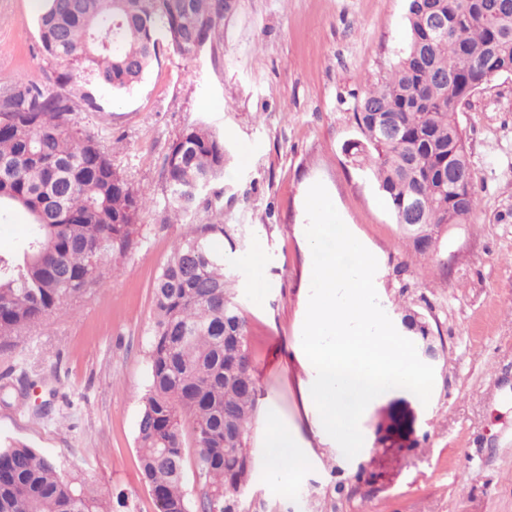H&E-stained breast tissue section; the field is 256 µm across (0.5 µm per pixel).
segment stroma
Masks as SVG:
<instances>
[{
	"label": "stroma",
	"instance_id": "35a3bbf8",
	"mask_svg": "<svg viewBox=\"0 0 512 512\" xmlns=\"http://www.w3.org/2000/svg\"><path fill=\"white\" fill-rule=\"evenodd\" d=\"M405 16L406 0H237L221 40L195 57L161 53L139 86L118 97L93 88L95 110L73 96L75 128L95 133L113 165L156 204L141 213L119 274L0 345V437L93 471L112 512H156L136 445L153 285L176 239L198 224H227L236 249L224 257L238 272L257 379L254 446L264 448L275 416L306 450L291 489L267 474L258 480L250 493L256 512H512V75L483 85L456 116L477 210L449 225L433 254L414 256L376 183L347 151L362 138L358 99L406 44ZM55 71L41 49L34 0H0V95L48 86ZM191 125L223 137L232 174L191 216L168 223L162 166ZM317 182L375 254L384 311L420 312L441 349L429 404L392 389L366 411V447L351 459L319 430L306 396L305 198ZM259 238L266 286L258 298L247 259ZM381 426L391 427L396 447H374Z\"/></svg>",
	"mask_w": 512,
	"mask_h": 512
}]
</instances>
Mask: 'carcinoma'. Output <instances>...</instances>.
<instances>
[{
  "mask_svg": "<svg viewBox=\"0 0 512 512\" xmlns=\"http://www.w3.org/2000/svg\"><path fill=\"white\" fill-rule=\"evenodd\" d=\"M42 50L59 70L56 89L0 99V219L31 217L18 257L0 255V341L42 323L84 289L119 270L135 245L139 214L153 199L135 188L95 134L73 132L71 92L79 82L118 96L137 86L162 47L182 58L222 37L231 0H37ZM407 0V42L380 86L358 102L362 139L348 151L369 166L396 223L418 255L443 228L478 207L456 113L480 86L512 74V0ZM447 20L430 39L423 6ZM395 134H388L389 130ZM224 139L185 128L163 165L165 206L180 221L198 190L224 176ZM224 224H202L173 242L153 289L149 384L137 427L140 470L156 512H190L186 442L196 448L202 486L197 512H250L260 473L252 434L257 386L247 321L214 242ZM406 332L437 349L424 316L400 312ZM94 473L65 466L21 441L0 442V512H112Z\"/></svg>",
  "mask_w": 512,
  "mask_h": 512,
  "instance_id": "carcinoma-1",
  "label": "carcinoma"
}]
</instances>
